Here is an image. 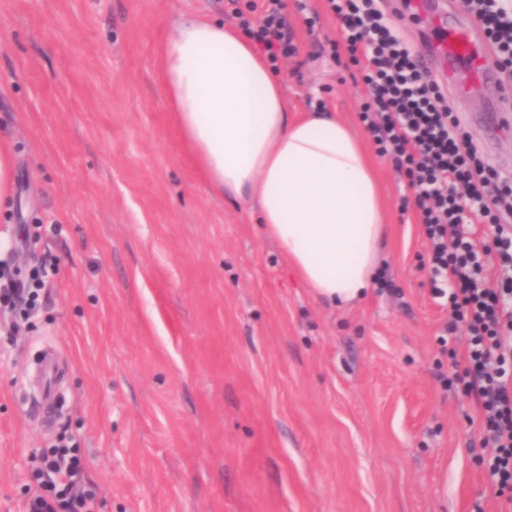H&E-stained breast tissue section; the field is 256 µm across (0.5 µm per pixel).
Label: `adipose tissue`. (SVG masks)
Returning a JSON list of instances; mask_svg holds the SVG:
<instances>
[{"label": "adipose tissue", "mask_w": 512, "mask_h": 512, "mask_svg": "<svg viewBox=\"0 0 512 512\" xmlns=\"http://www.w3.org/2000/svg\"><path fill=\"white\" fill-rule=\"evenodd\" d=\"M156 81L199 178L256 207L282 256L322 300H362L383 245L375 169L354 130L322 109L293 118L252 43L223 22L186 17L160 40Z\"/></svg>", "instance_id": "1"}]
</instances>
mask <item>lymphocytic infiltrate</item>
<instances>
[{"mask_svg": "<svg viewBox=\"0 0 512 512\" xmlns=\"http://www.w3.org/2000/svg\"><path fill=\"white\" fill-rule=\"evenodd\" d=\"M327 3L342 23L340 46L369 90L365 129L404 179L401 209L415 210L424 228L432 295L450 312L448 331L466 329L457 380L483 414L482 445L493 450L487 471L512 505V232L503 227L512 217V188L499 183L379 0ZM467 6L501 52L499 67L511 69L512 13L500 0H467ZM283 8L282 0H250L248 10L231 12L274 62L295 52ZM471 222L490 225L491 238L465 231ZM491 256L498 259L493 281L484 275ZM82 469L79 449L43 453L28 512H96L95 494L75 490Z\"/></svg>", "mask_w": 512, "mask_h": 512, "instance_id": "lymphocytic-infiltrate-1", "label": "lymphocytic infiltrate"}]
</instances>
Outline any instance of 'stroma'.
Listing matches in <instances>:
<instances>
[{"mask_svg": "<svg viewBox=\"0 0 512 512\" xmlns=\"http://www.w3.org/2000/svg\"><path fill=\"white\" fill-rule=\"evenodd\" d=\"M285 104L362 130L368 96L334 56L324 0H285ZM228 0H0V138L16 153L0 262L46 271L37 312L0 307V512H26L43 452L80 449L97 512H512L491 483L482 417L455 379L448 311L374 156L390 224L371 294L318 301L257 210L210 196L155 81L162 30L228 19ZM452 114L512 181V95L459 68ZM67 401L41 420L38 349Z\"/></svg>", "mask_w": 512, "mask_h": 512, "instance_id": "35a3bbf8", "label": "stroma"}]
</instances>
